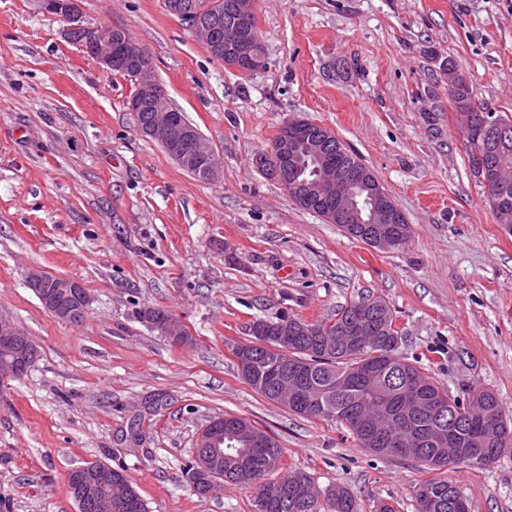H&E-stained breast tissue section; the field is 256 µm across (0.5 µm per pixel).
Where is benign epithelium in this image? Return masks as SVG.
<instances>
[{
	"label": "benign epithelium",
	"instance_id": "7a95c632",
	"mask_svg": "<svg viewBox=\"0 0 512 512\" xmlns=\"http://www.w3.org/2000/svg\"><path fill=\"white\" fill-rule=\"evenodd\" d=\"M47 12L66 22L65 36L84 53L94 58L107 71L120 68L133 74L136 90L129 101L131 112L144 116L138 124L141 134L158 142L180 141L187 145L189 153L183 161L212 180L216 177V164L213 163V150L204 140L199 130L187 122L174 109H165L155 116L159 105L166 99L165 88L157 81L152 65V57L146 49L128 39L127 32L119 27L90 28L84 24L81 0H43ZM168 14L186 23L201 38L209 53L227 54L235 58L237 70L254 73L265 68V62L252 54V42L256 36L253 25L255 10L253 0H229L227 8L231 23L220 30L212 25L201 23L200 13L188 3L179 0H166ZM333 131L328 127L305 119H288L280 127L279 139L265 156L257 159V164L275 179L284 182L290 193L297 199L323 208L331 218L356 230V225H365L366 239L378 246L388 243L391 226L407 223L402 210L384 196L377 177L367 169L353 170L348 167L328 163L318 171L312 180L300 178L296 169L299 158L306 155L317 162L324 161L330 153V140ZM48 274L39 270L27 276L31 290L41 292L43 307L52 314L59 313L63 297L75 294L84 304L90 298L84 287L77 281L56 277V286L47 287ZM250 332L254 339H268L292 335L297 329L286 325H275L267 321L252 322ZM0 349L13 355L5 364H0V385L22 378L38 357V349L33 340L14 323L0 318ZM388 371L387 357L378 353L368 358L363 370L376 414L359 425L361 434L369 444L398 448H424L437 440L448 437V445L453 447V458L457 461H470L476 457V446L480 435L467 438L458 437L457 420L460 408L470 409L473 400L487 394L485 388H474L463 400L448 396V429L439 433L422 435L412 430H404L394 436L384 437L377 424L389 410L392 398L399 397L412 407L418 401L405 386L393 390L381 384L380 375ZM268 380L275 394L288 388V401L302 407L308 413L318 411V404L307 387L299 369L284 361L270 368ZM224 444V431L213 429L198 443L200 453L220 457ZM71 495L78 512H117L126 506L124 494L112 491V478L100 473L87 474L74 480Z\"/></svg>",
	"mask_w": 512,
	"mask_h": 512
}]
</instances>
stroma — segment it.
<instances>
[{"instance_id":"obj_1","label":"stroma","mask_w":512,"mask_h":512,"mask_svg":"<svg viewBox=\"0 0 512 512\" xmlns=\"http://www.w3.org/2000/svg\"><path fill=\"white\" fill-rule=\"evenodd\" d=\"M255 7L267 67L244 78L162 0H82L87 26L123 28L149 51L168 106L212 146L218 176L202 181L138 131L132 82L68 41L41 0H0V317L39 351L0 387V512H76L68 474L92 461L125 470L147 512H254L249 491L201 499L185 479L200 429L225 414L271 434L319 490L346 486L359 512H416L430 471L244 382L226 344L258 316L324 321L383 298L400 354L452 396L490 388L512 416V233L470 169L448 91L453 70L512 116V0ZM292 117L329 127L370 168L413 229L404 248L350 237L256 168ZM34 268L83 285L82 323L43 307ZM146 306L191 343L137 319ZM447 476L469 512H512V451Z\"/></svg>"}]
</instances>
